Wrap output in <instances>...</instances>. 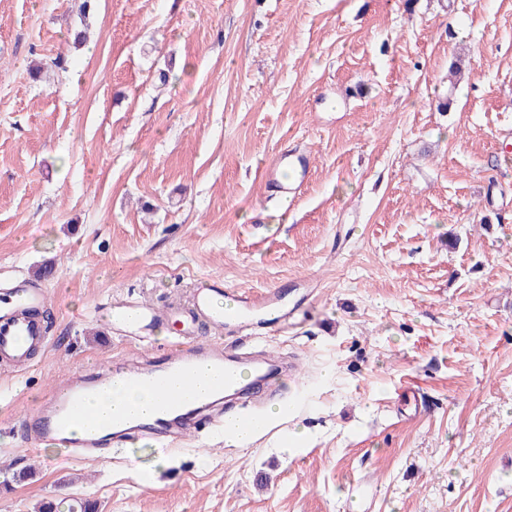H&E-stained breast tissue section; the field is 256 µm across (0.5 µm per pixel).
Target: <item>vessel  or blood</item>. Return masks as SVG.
Segmentation results:
<instances>
[{"instance_id":"vessel-or-blood-1","label":"vessel or blood","mask_w":512,"mask_h":512,"mask_svg":"<svg viewBox=\"0 0 512 512\" xmlns=\"http://www.w3.org/2000/svg\"><path fill=\"white\" fill-rule=\"evenodd\" d=\"M291 164L298 182H305L310 172L306 153L281 154L279 161L266 168L269 181H277L280 162ZM46 292L29 279L9 281L0 292V360L15 371L28 368L33 348L45 346L47 331L41 321L24 317L27 309L43 307ZM255 314L269 316L278 331H287L298 315L297 308L285 307L277 292L268 290H220L216 279H207L197 288L186 308L161 309L137 300L113 303L111 324L149 330L178 316L184 334L176 338L167 354L148 367L110 365L97 377L74 371L49 394L44 410L24 414L16 427L30 447L49 443L58 448L74 449L77 456L96 458L112 443L132 442L144 435L153 436L166 449L177 447L183 438L202 426L218 427L224 414L218 402H203L197 391L194 366L209 363L222 389L241 394L235 369L238 356L229 355L223 343L194 338L197 323L223 331L234 326L254 334ZM119 383L129 388L148 387L162 394L159 415L149 423L113 421L111 415L95 412L87 403L88 395Z\"/></svg>"}]
</instances>
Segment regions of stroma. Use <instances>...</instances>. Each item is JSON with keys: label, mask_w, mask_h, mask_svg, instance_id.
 <instances>
[{"label": "stroma", "mask_w": 512, "mask_h": 512, "mask_svg": "<svg viewBox=\"0 0 512 512\" xmlns=\"http://www.w3.org/2000/svg\"><path fill=\"white\" fill-rule=\"evenodd\" d=\"M82 3L0 0V276L51 269L49 344L0 372V512H512V0ZM213 277L304 309L223 336L292 368L264 436L23 456L53 380L172 334L102 308ZM282 162H288L291 164L294 169L298 186L292 187L288 185V183H279L277 175H278V167ZM310 172L309 166V158L305 152L295 151L291 154L283 153L275 158L266 168V175L270 182H273L279 189L282 194L288 196V194L295 193L297 188L300 187L308 178Z\"/></svg>", "instance_id": "1"}]
</instances>
